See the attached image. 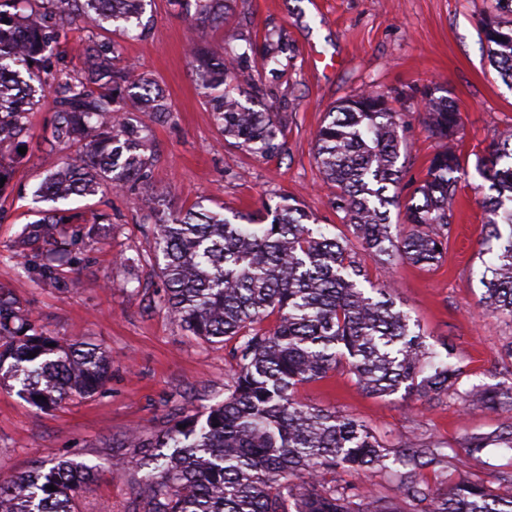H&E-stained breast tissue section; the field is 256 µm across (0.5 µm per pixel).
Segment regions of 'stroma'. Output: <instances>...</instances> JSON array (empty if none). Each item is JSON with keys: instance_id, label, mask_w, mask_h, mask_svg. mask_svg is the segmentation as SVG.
Returning <instances> with one entry per match:
<instances>
[{"instance_id": "1", "label": "stroma", "mask_w": 512, "mask_h": 512, "mask_svg": "<svg viewBox=\"0 0 512 512\" xmlns=\"http://www.w3.org/2000/svg\"><path fill=\"white\" fill-rule=\"evenodd\" d=\"M489 5V0H236L234 21L194 31L189 24L194 0H148V30L107 32L122 60L153 78L172 109L150 124L155 193L102 189L72 197L70 207L109 215L110 223L84 226L76 263L61 271L63 285L39 280L36 252H29L27 268H20L11 250L32 220L33 193L69 153L53 144L51 102L41 101L30 117L27 151L0 191V289L47 336L107 352L112 375L93 396L51 408L0 389V481L50 458L82 460L102 471L92 489L75 500V512H127L153 469L137 466L145 451L123 447L126 435L153 437L180 417L222 401L236 361L232 344L186 335L157 308L163 288L151 262L139 266L135 286L117 257L146 253L144 225L161 204L178 209L199 201L228 212L256 210L285 194L317 216L327 236L346 234L314 159L313 134L331 106L368 87L391 93L402 118L400 134L409 144L407 176L417 180L438 148L425 128L421 95L427 85L441 84L462 115L467 176L459 185L441 265L430 271L409 264L387 270L368 259L367 278L377 286L392 283L398 308L409 313L427 343L453 347L465 383H498L512 320L485 314L480 305L479 252L486 242L473 162L497 130L512 125V89L487 62L478 21ZM272 31L289 45L280 57L282 73L275 78L258 69L254 78L267 88L284 146L276 155L261 156L240 149L218 128L186 44L194 34L218 53L224 35L241 33L259 50ZM296 396L359 418L394 447L418 435L458 451L467 435L512 420L508 412L465 409L452 396L372 397L343 370L299 386Z\"/></svg>"}]
</instances>
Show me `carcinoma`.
I'll list each match as a JSON object with an SVG mask.
<instances>
[{"label":"carcinoma","instance_id":"cac0c4a2","mask_svg":"<svg viewBox=\"0 0 512 512\" xmlns=\"http://www.w3.org/2000/svg\"><path fill=\"white\" fill-rule=\"evenodd\" d=\"M480 21L490 65L512 89V0H491ZM235 0H195L190 26L222 27ZM146 0H0V179L3 150L24 145L35 95L52 98L53 141L81 149L49 173L34 194L38 219L19 235L12 257L41 250L43 280H59V263L72 254L79 231L70 224L110 223L99 214L60 209L73 195L94 194L107 184L122 192L134 185L153 193L149 127L131 122L134 107L150 119L167 117L171 106L155 82L133 65L118 66L119 47L90 38L72 48L77 24L106 29L141 22ZM76 51L82 66L67 58ZM283 38L267 42L262 59L278 61ZM191 63L224 137L250 152L272 156L282 146L274 112L242 103H263L266 92L251 76L248 50L225 44L218 55L197 43ZM424 123L441 149L423 178L404 183L400 163L407 144L399 134V113L389 96L366 89L326 112L317 129L315 159L334 187L332 208L351 237L313 234L314 221L300 205L283 198L265 203L272 222L259 213L232 217L191 206L155 212L150 227L154 266L165 283L160 300L170 318L191 336L214 343L235 341L236 370L224 400L207 407L205 422L185 416L150 439L131 435V448H151L160 461L146 493L130 512H405L401 503L424 512H512V494L502 496L470 476L471 460L491 447L512 449V422L464 440L463 453L415 437L399 448L383 444L362 421L320 409L295 397L297 386L316 382L340 368L370 395L404 392L426 400L457 396L468 409L512 408V377L495 385L462 387L464 371L426 347L396 308L392 286L366 292V277L353 244L383 267L407 263L431 269L444 258L452 231V204L464 168L462 117L445 89L423 92ZM483 179L487 240L498 242L482 278L486 313L512 319V128L496 134L477 157ZM403 212L408 234L392 233L391 209ZM275 316L266 330L260 323ZM112 372V358L89 344H63L37 332L32 319L0 296V383L11 380L33 404L52 407L74 396L98 392ZM170 448L166 454L163 449ZM402 464L399 499L372 490L327 484L338 468L392 471ZM431 468L449 476L448 487L430 491L419 472ZM98 465L54 459L0 483V512H73L91 489ZM56 490L51 491L48 486Z\"/></svg>","mask_w":512,"mask_h":512}]
</instances>
